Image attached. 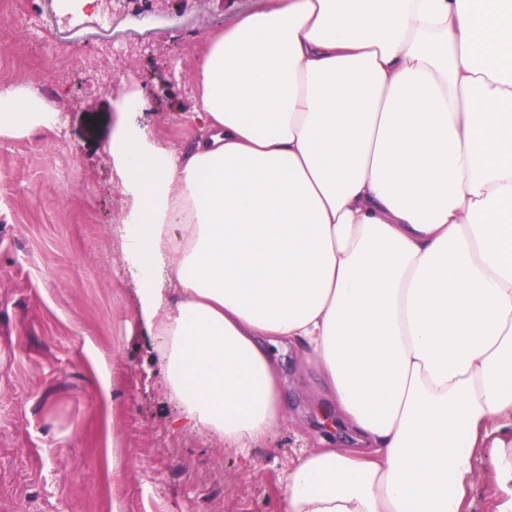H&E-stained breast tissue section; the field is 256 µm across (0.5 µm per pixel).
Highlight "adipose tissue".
I'll return each instance as SVG.
<instances>
[{
    "label": "adipose tissue",
    "instance_id": "obj_1",
    "mask_svg": "<svg viewBox=\"0 0 512 512\" xmlns=\"http://www.w3.org/2000/svg\"><path fill=\"white\" fill-rule=\"evenodd\" d=\"M198 74L181 153L109 146L174 428L268 438L288 346L356 445L284 512H465L481 448L512 512V0H272ZM54 123L0 85V136Z\"/></svg>",
    "mask_w": 512,
    "mask_h": 512
}]
</instances>
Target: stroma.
Here are the masks:
<instances>
[{
    "mask_svg": "<svg viewBox=\"0 0 512 512\" xmlns=\"http://www.w3.org/2000/svg\"><path fill=\"white\" fill-rule=\"evenodd\" d=\"M261 0H186L137 12L101 0H26L32 58L58 112L50 132L0 136V512H280L283 478L313 445L325 399L316 371L277 351L286 419L248 454L175 433L138 318V281L118 228L130 199L108 146L124 91L151 98L138 122L180 152L202 44ZM141 44L132 66L117 57ZM489 450L474 460L468 512H495Z\"/></svg>",
    "mask_w": 512,
    "mask_h": 512,
    "instance_id": "obj_1",
    "label": "stroma"
}]
</instances>
